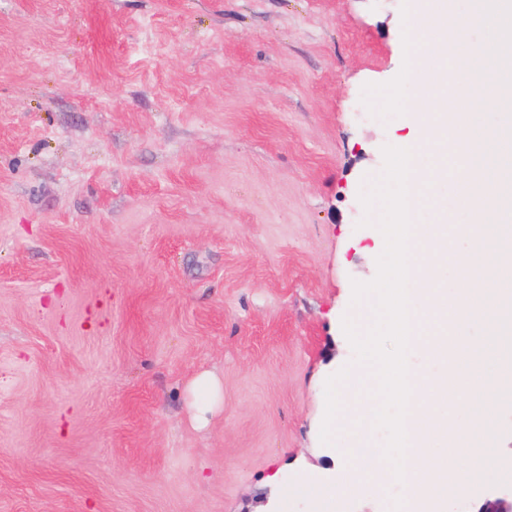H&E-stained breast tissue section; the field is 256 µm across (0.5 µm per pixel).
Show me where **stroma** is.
<instances>
[{"mask_svg":"<svg viewBox=\"0 0 512 512\" xmlns=\"http://www.w3.org/2000/svg\"><path fill=\"white\" fill-rule=\"evenodd\" d=\"M410 0H0V512H313ZM217 372L195 429L185 387ZM504 472L442 512L512 488ZM186 391L190 420L197 428H205L221 409L223 385L220 377L212 371H202L189 381Z\"/></svg>","mask_w":512,"mask_h":512,"instance_id":"1","label":"stroma"}]
</instances>
